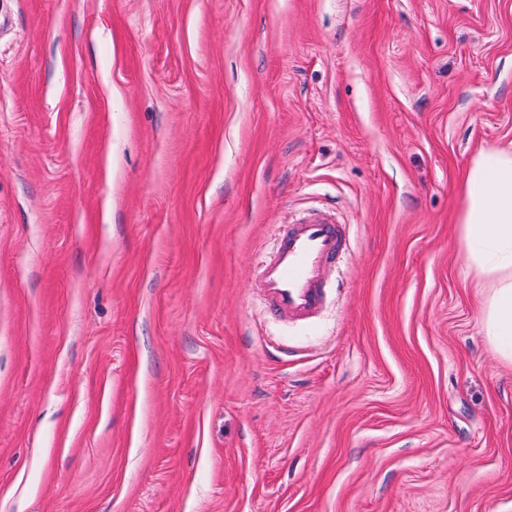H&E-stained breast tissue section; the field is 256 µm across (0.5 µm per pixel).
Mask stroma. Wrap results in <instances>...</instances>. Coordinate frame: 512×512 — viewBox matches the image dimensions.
Masks as SVG:
<instances>
[{"mask_svg":"<svg viewBox=\"0 0 512 512\" xmlns=\"http://www.w3.org/2000/svg\"><path fill=\"white\" fill-rule=\"evenodd\" d=\"M509 144L512 0H0V512H512L458 224ZM342 254L338 224L320 217L288 224L276 238L275 251L263 268L264 295L289 319H309L321 305L324 273Z\"/></svg>","mask_w":512,"mask_h":512,"instance_id":"1","label":"stroma"}]
</instances>
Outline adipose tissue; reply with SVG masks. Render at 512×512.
Segmentation results:
<instances>
[{
	"instance_id": "adipose-tissue-1",
	"label": "adipose tissue",
	"mask_w": 512,
	"mask_h": 512,
	"mask_svg": "<svg viewBox=\"0 0 512 512\" xmlns=\"http://www.w3.org/2000/svg\"><path fill=\"white\" fill-rule=\"evenodd\" d=\"M458 220L469 272L493 285L486 335L512 364V148L476 153L463 181Z\"/></svg>"
}]
</instances>
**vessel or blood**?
Wrapping results in <instances>:
<instances>
[{
    "instance_id": "1",
    "label": "vessel or blood",
    "mask_w": 512,
    "mask_h": 512,
    "mask_svg": "<svg viewBox=\"0 0 512 512\" xmlns=\"http://www.w3.org/2000/svg\"><path fill=\"white\" fill-rule=\"evenodd\" d=\"M342 254L337 224L319 217L288 225L279 232L273 257L263 268L264 295L291 319H308L321 305L320 284Z\"/></svg>"
}]
</instances>
